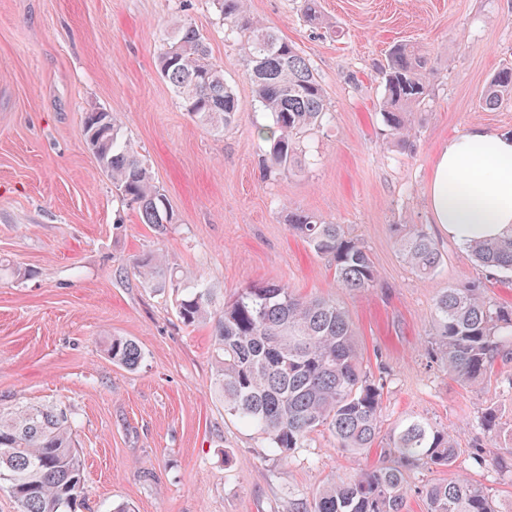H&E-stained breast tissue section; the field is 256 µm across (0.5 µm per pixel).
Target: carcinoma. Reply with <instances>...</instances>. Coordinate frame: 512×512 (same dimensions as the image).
<instances>
[{
    "mask_svg": "<svg viewBox=\"0 0 512 512\" xmlns=\"http://www.w3.org/2000/svg\"><path fill=\"white\" fill-rule=\"evenodd\" d=\"M224 26L244 50L259 102L273 126L266 168L288 171L299 157V135L326 115L323 88L299 50L248 12L247 0H217ZM428 53L407 43L395 45L382 71V115L398 144L410 141L412 117L427 96ZM162 77L193 121L220 132L238 112L224 69L209 57L205 38L183 25L166 38L159 57ZM512 99V67L490 79L487 107ZM85 141L96 142L99 167L121 196L138 209L141 222L158 230L174 223L167 197L131 142L120 135L110 112H89ZM290 229L334 268L340 287L354 292L377 286L379 275L363 242L304 212L288 213ZM402 259L419 276L434 274L442 255L416 224L400 230ZM485 270L512 272V234L469 245ZM157 290H181L175 301L186 326L214 321V386L224 413L256 430L271 452L294 458L311 434L324 429L336 447L357 457L376 446L381 433L384 386L367 372L353 325L334 299L296 296L283 283L268 281L243 288L216 309L212 289L202 282L182 284L161 256L135 262ZM430 344L448 375L467 386L482 384L496 359L512 354V307L486 298L476 285L445 288L434 303ZM112 361L136 368L138 345L114 337ZM477 425L502 443L504 452L486 456L472 448L471 464L512 482V427L506 429L490 407ZM75 419L65 410L36 405L0 407V483L19 512H76L84 494V469L74 440ZM389 459L331 479L304 512H406L407 477L419 467L450 468L459 455L455 437L420 419H406L387 433ZM428 512H497L489 489L458 479L420 487Z\"/></svg>",
    "mask_w": 512,
    "mask_h": 512,
    "instance_id": "cac0c4a2",
    "label": "carcinoma"
}]
</instances>
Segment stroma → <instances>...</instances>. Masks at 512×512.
Returning <instances> with one entry per match:
<instances>
[{"instance_id":"35a3bbf8","label":"stroma","mask_w":512,"mask_h":512,"mask_svg":"<svg viewBox=\"0 0 512 512\" xmlns=\"http://www.w3.org/2000/svg\"><path fill=\"white\" fill-rule=\"evenodd\" d=\"M251 17L294 44L320 81L326 116L300 139L301 165L269 171L259 103L235 33L216 0H0V405H54L76 417L84 461L81 512H299L329 480L355 468L325 431L299 456L271 455L261 435L225 415L214 393L211 323L184 326L172 293L145 285L136 259L163 254L187 283L218 300L267 281L300 297L336 299L364 363L385 384L382 427L417 418L452 433L448 469L408 477L407 512H427L418 489L465 477L512 512V483L471 467L486 408L512 423L500 361L470 388L445 374L426 341L437 293L482 281L512 305V274L480 268L433 224L432 162L450 137L480 125L512 134V99L479 105L490 77L512 66V0H247ZM187 23L203 35L238 101L216 133L195 123L159 72L163 35ZM428 51L429 95L409 146L381 116V71L393 45ZM118 120L174 213L165 234L142 223L88 149L85 113ZM302 211L364 241L376 288H339L334 270L288 226ZM418 224L442 262L423 280L403 261L395 227ZM142 350L137 368L104 342ZM107 352L113 362L128 369H135L142 359L138 345L134 341L122 337H112L107 346Z\"/></svg>"}]
</instances>
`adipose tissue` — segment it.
I'll return each mask as SVG.
<instances>
[{
	"label": "adipose tissue",
	"mask_w": 512,
	"mask_h": 512,
	"mask_svg": "<svg viewBox=\"0 0 512 512\" xmlns=\"http://www.w3.org/2000/svg\"><path fill=\"white\" fill-rule=\"evenodd\" d=\"M428 203L462 246L512 232V135L476 126L450 138L434 158Z\"/></svg>",
	"instance_id": "1"
}]
</instances>
